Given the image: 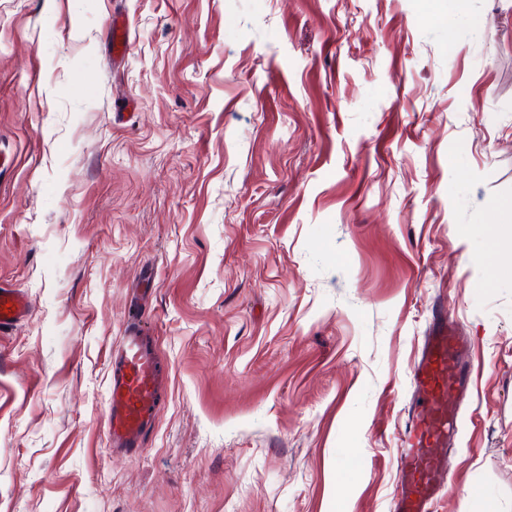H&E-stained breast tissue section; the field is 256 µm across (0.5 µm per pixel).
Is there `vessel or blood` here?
Segmentation results:
<instances>
[{"label": "vessel or blood", "instance_id": "1", "mask_svg": "<svg viewBox=\"0 0 512 512\" xmlns=\"http://www.w3.org/2000/svg\"><path fill=\"white\" fill-rule=\"evenodd\" d=\"M29 302L16 289L0 287V329L20 322ZM466 342L447 316L435 319L425 336L412 373L416 393L409 425L402 436L401 482L396 512H432L447 477L444 452L459 431L457 398L471 391V365ZM165 387V377L151 336L134 328L112 358L104 420L112 447L133 452L152 426Z\"/></svg>", "mask_w": 512, "mask_h": 512}]
</instances>
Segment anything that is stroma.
<instances>
[{"label": "stroma", "mask_w": 512, "mask_h": 512, "mask_svg": "<svg viewBox=\"0 0 512 512\" xmlns=\"http://www.w3.org/2000/svg\"><path fill=\"white\" fill-rule=\"evenodd\" d=\"M447 8L0 0V512H394L438 309L474 374L434 510L512 512V0ZM28 312L29 302L21 291L0 287V329L20 322ZM165 377L151 336L133 328L112 358L104 420L112 448L137 451L152 426Z\"/></svg>", "instance_id": "1"}]
</instances>
